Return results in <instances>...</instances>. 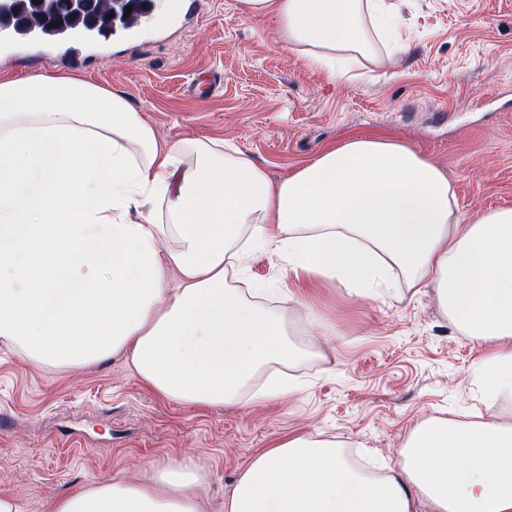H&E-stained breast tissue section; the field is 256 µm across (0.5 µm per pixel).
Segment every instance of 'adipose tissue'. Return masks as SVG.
I'll return each instance as SVG.
<instances>
[{
	"mask_svg": "<svg viewBox=\"0 0 512 512\" xmlns=\"http://www.w3.org/2000/svg\"><path fill=\"white\" fill-rule=\"evenodd\" d=\"M327 77L393 35V0H238ZM307 282L416 294L490 352L487 403L512 394V208L461 221L447 176L352 136L271 182L232 141L159 142L123 93L63 69L0 78V346L73 369L123 356L159 396L236 407L255 376L303 355L284 314L230 287L252 249ZM369 476L310 434L254 456L224 512H512V422L432 418ZM189 463L95 483L50 512H207Z\"/></svg>",
	"mask_w": 512,
	"mask_h": 512,
	"instance_id": "1",
	"label": "adipose tissue"
}]
</instances>
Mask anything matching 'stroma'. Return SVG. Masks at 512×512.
Segmentation results:
<instances>
[{
    "label": "stroma",
    "mask_w": 512,
    "mask_h": 512,
    "mask_svg": "<svg viewBox=\"0 0 512 512\" xmlns=\"http://www.w3.org/2000/svg\"><path fill=\"white\" fill-rule=\"evenodd\" d=\"M156 11L163 42L109 49L73 73L123 92L159 140L232 139L279 181L347 137L383 135L448 176L461 218L512 208V0H402V46L377 47L333 80L237 0H200L197 17L174 22L168 0ZM209 72L223 74L220 89L187 92ZM230 283L286 315L304 355L263 375L293 392L194 409L160 398L119 358L63 370L0 347V491L47 512L78 488L188 459L221 512L249 460L284 437L339 439L380 473L423 420L484 412L476 373L488 348L460 333L431 289L400 299L326 281L307 294L261 250Z\"/></svg>",
    "instance_id": "stroma-1"
}]
</instances>
